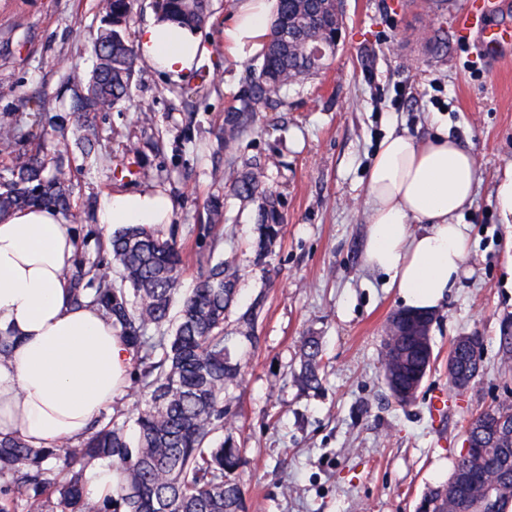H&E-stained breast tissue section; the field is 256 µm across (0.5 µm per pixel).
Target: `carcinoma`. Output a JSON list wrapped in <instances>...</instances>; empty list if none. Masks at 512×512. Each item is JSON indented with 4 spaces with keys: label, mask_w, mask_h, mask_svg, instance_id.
<instances>
[{
    "label": "carcinoma",
    "mask_w": 512,
    "mask_h": 512,
    "mask_svg": "<svg viewBox=\"0 0 512 512\" xmlns=\"http://www.w3.org/2000/svg\"><path fill=\"white\" fill-rule=\"evenodd\" d=\"M133 0H99L101 26L93 42L91 71L80 83L83 96L70 100L68 133L76 144L92 148L98 133L96 114L130 98L138 58L130 38ZM157 13L190 29L203 28L211 14L210 0H158ZM296 29V39L282 40L283 21ZM336 28L333 0H280L271 40L259 66L250 69L247 89L224 112L219 140L224 167L214 176L243 201L260 200L257 213L255 266L269 272L272 247L284 218L279 195L262 185L252 163L237 155L238 145L255 129L262 107L278 106L288 87L319 73L299 44L313 36L331 37ZM31 136L20 120L0 118V149L13 151L6 175H0V220L18 209L51 208L77 223L83 220L71 203V180L61 156L50 159L43 146L14 151ZM209 241L202 256L205 270L195 288L174 305L183 276L180 247L143 224H126L93 255L78 254L64 272L72 300L96 306L112 321L131 355L129 382L143 405L137 408L135 435L112 417L100 418L79 440L61 448H33L19 437H0V512H248L238 479L241 451L231 435L229 395L240 386L244 363L231 356L230 335L255 346V329L263 300L238 307L239 272L224 261V202L207 203V223L197 227ZM401 382L393 362L381 358L392 398L401 405L416 394L400 392L414 376L424 379L430 367L413 342L405 345ZM322 346L317 336L302 341L296 379L305 391L323 384ZM464 436L486 447L483 465L472 467L482 484L494 489L502 512H512V472L499 468L497 449L489 447L494 432L466 420ZM108 465L117 481L103 499L86 492L87 473ZM420 501L439 512H451L448 483L429 486Z\"/></svg>",
    "instance_id": "carcinoma-1"
}]
</instances>
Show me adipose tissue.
Instances as JSON below:
<instances>
[{
    "instance_id": "obj_1",
    "label": "adipose tissue",
    "mask_w": 512,
    "mask_h": 512,
    "mask_svg": "<svg viewBox=\"0 0 512 512\" xmlns=\"http://www.w3.org/2000/svg\"><path fill=\"white\" fill-rule=\"evenodd\" d=\"M279 0H239L224 27V48L239 59L264 50ZM143 59L171 80L191 73L205 52L199 34L153 17L139 28ZM417 140L390 131L368 169L363 211L368 237L362 260L398 289L404 308L436 310L454 288L470 247L462 217L478 180L475 158L450 138L440 118ZM162 195L104 196V224L168 223ZM78 250L74 226L43 207L0 221V332L11 358L0 364V433L36 448L81 437L129 388L130 355L111 321L72 303L62 277Z\"/></svg>"
}]
</instances>
